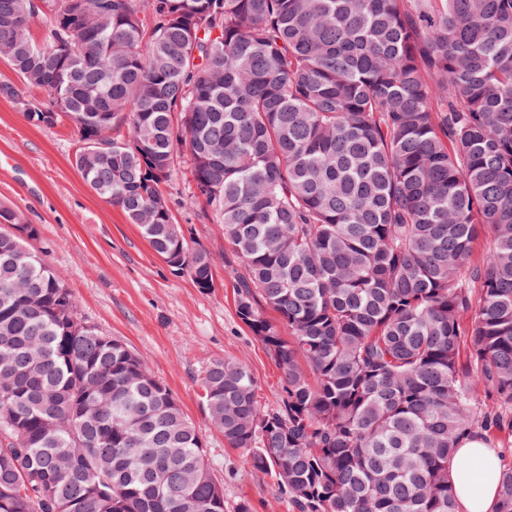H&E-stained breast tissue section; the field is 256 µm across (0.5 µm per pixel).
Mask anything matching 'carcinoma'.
Instances as JSON below:
<instances>
[{
	"label": "carcinoma",
	"mask_w": 512,
	"mask_h": 512,
	"mask_svg": "<svg viewBox=\"0 0 512 512\" xmlns=\"http://www.w3.org/2000/svg\"><path fill=\"white\" fill-rule=\"evenodd\" d=\"M21 3L0 96L68 121L83 180L203 292L214 259L162 191L178 160L224 225L282 373L265 409L245 365L208 366L225 442L291 512H460V438L512 436V0H43L20 29ZM37 235L0 207V512H224L193 423Z\"/></svg>",
	"instance_id": "1"
}]
</instances>
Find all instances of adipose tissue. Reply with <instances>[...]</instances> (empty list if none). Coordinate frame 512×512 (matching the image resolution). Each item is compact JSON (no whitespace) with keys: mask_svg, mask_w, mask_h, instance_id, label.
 I'll return each mask as SVG.
<instances>
[{"mask_svg":"<svg viewBox=\"0 0 512 512\" xmlns=\"http://www.w3.org/2000/svg\"><path fill=\"white\" fill-rule=\"evenodd\" d=\"M452 482L460 512H493L503 458L499 449L477 436L460 441Z\"/></svg>","mask_w":512,"mask_h":512,"instance_id":"obj_1","label":"adipose tissue"}]
</instances>
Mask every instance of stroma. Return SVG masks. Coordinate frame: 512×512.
<instances>
[{
    "instance_id": "1",
    "label": "stroma",
    "mask_w": 512,
    "mask_h": 512,
    "mask_svg": "<svg viewBox=\"0 0 512 512\" xmlns=\"http://www.w3.org/2000/svg\"><path fill=\"white\" fill-rule=\"evenodd\" d=\"M77 136L69 123H28L0 98V204L20 210L38 230L34 242L62 277L81 320L138 353L194 423L213 474L224 483V508L246 501L253 512H288L269 477L255 472L210 422L200 379L219 359L244 364L258 400L272 407L281 372L235 311L224 227L189 206L190 173L180 163L163 187L186 237L214 259V286L203 292L154 252L136 225L83 181L72 165Z\"/></svg>"
}]
</instances>
